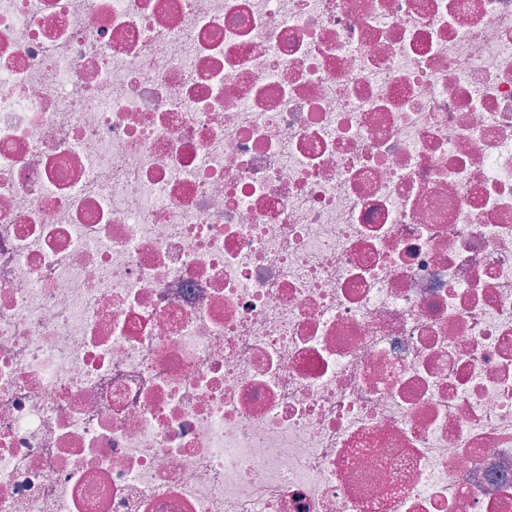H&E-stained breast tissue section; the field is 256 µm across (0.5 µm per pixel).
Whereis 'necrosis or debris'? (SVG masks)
<instances>
[{"label":"necrosis or debris","instance_id":"obj_1","mask_svg":"<svg viewBox=\"0 0 512 512\" xmlns=\"http://www.w3.org/2000/svg\"><path fill=\"white\" fill-rule=\"evenodd\" d=\"M0 512H512V0H0Z\"/></svg>","mask_w":512,"mask_h":512}]
</instances>
